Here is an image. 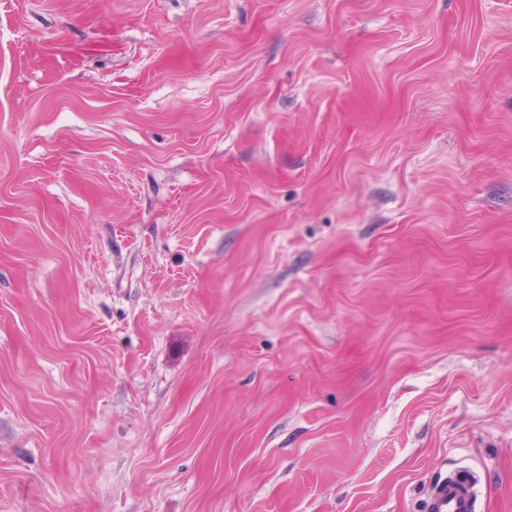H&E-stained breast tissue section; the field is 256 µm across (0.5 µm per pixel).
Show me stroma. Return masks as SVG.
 Segmentation results:
<instances>
[{
  "instance_id": "35a3bbf8",
  "label": "stroma",
  "mask_w": 512,
  "mask_h": 512,
  "mask_svg": "<svg viewBox=\"0 0 512 512\" xmlns=\"http://www.w3.org/2000/svg\"><path fill=\"white\" fill-rule=\"evenodd\" d=\"M512 512V0H0V512ZM474 504L471 486L449 478L434 488L427 512H472Z\"/></svg>"
}]
</instances>
